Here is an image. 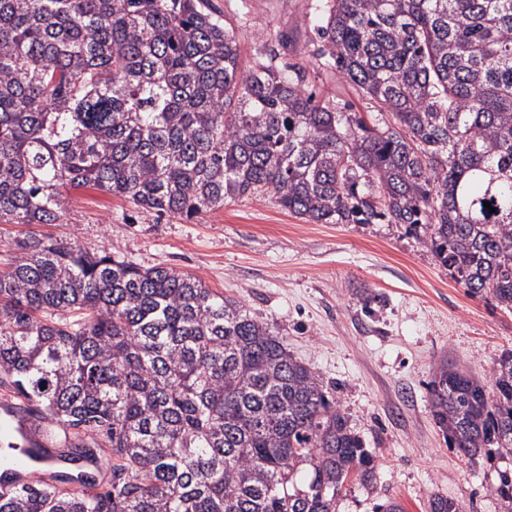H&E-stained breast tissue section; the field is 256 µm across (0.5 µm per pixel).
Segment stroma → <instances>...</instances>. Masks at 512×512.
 I'll use <instances>...</instances> for the list:
<instances>
[{"mask_svg": "<svg viewBox=\"0 0 512 512\" xmlns=\"http://www.w3.org/2000/svg\"><path fill=\"white\" fill-rule=\"evenodd\" d=\"M233 32L244 67L288 62L309 69L317 101L368 102L332 66L316 61L323 0H210ZM27 236L112 245L145 267L200 278L242 302L336 397L377 456L373 486L349 484L339 512H372L392 496L405 512H426L432 496L464 512H507L492 495L512 457L467 458L449 448L428 402L440 360L483 379L512 351V312L470 296L413 237L393 224H310L265 196L226 200L186 221L137 211L93 188L68 190L56 224H0L6 246Z\"/></svg>", "mask_w": 512, "mask_h": 512, "instance_id": "1", "label": "stroma"}]
</instances>
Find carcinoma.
<instances>
[{"instance_id": "cac0c4a2", "label": "carcinoma", "mask_w": 512, "mask_h": 512, "mask_svg": "<svg viewBox=\"0 0 512 512\" xmlns=\"http://www.w3.org/2000/svg\"><path fill=\"white\" fill-rule=\"evenodd\" d=\"M318 35L392 121L316 101L303 66L244 69L209 0H0V222H58L68 186L186 219L266 195L312 224H396L512 311V0H327ZM14 249L9 412L37 452L107 449L110 489L37 476L0 512H338L372 483L339 404L240 301L109 245ZM428 394L449 447L512 456L511 351L489 383L441 360ZM491 492L512 506V469Z\"/></svg>"}]
</instances>
